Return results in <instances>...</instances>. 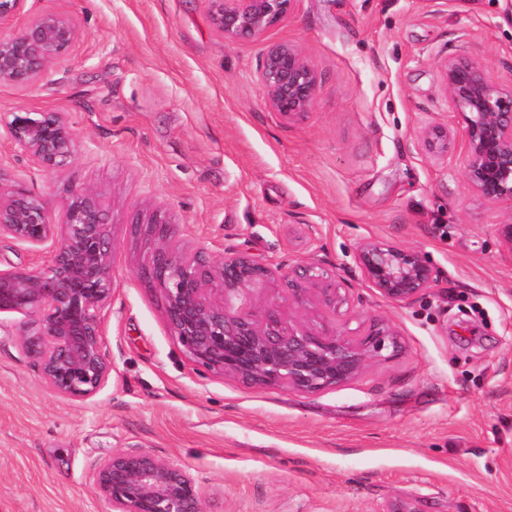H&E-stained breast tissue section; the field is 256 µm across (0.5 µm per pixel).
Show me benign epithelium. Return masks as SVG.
Listing matches in <instances>:
<instances>
[{
	"label": "benign epithelium",
	"instance_id": "obj_1",
	"mask_svg": "<svg viewBox=\"0 0 512 512\" xmlns=\"http://www.w3.org/2000/svg\"><path fill=\"white\" fill-rule=\"evenodd\" d=\"M211 25L229 42L257 38L278 24L297 0H208ZM77 38L74 20L56 13L33 16L22 28L0 35V84L30 86L42 80ZM446 95L462 121L465 176L488 203L512 197V89L493 82L475 61L445 60ZM257 78L268 107L290 120L311 111L319 74L288 43L269 45ZM0 138L24 156L30 172L65 169L77 151L66 112L19 106L0 116ZM53 206L20 180L5 182L0 167V238L46 257L36 268L0 269V314L34 315L19 343L43 385L68 400H87L112 375L106 355L104 310L113 293V242L98 193L82 185ZM172 222L153 212L147 222L142 273L158 285L172 336L199 368L230 374L255 385L282 384L316 392L354 379L371 357L400 351L395 331L380 322L352 326L351 296L316 264L282 273L253 255L226 252L215 265L171 244ZM362 277L381 297L407 305L438 283L425 255L380 240L357 249ZM287 278L288 300L297 308L311 298L347 318L339 330L294 327L277 303L259 311L251 291L277 275ZM89 480L110 512H206L198 480L175 461L144 449L119 450L98 461Z\"/></svg>",
	"mask_w": 512,
	"mask_h": 512
}]
</instances>
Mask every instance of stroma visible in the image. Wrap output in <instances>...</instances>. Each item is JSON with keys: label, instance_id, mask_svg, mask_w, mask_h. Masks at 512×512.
Masks as SVG:
<instances>
[{"label": "stroma", "instance_id": "35a3bbf8", "mask_svg": "<svg viewBox=\"0 0 512 512\" xmlns=\"http://www.w3.org/2000/svg\"><path fill=\"white\" fill-rule=\"evenodd\" d=\"M73 18L77 39L37 85H0V113H68L77 152L32 175L60 205L90 185L110 225L115 291L109 385L86 401L50 392L0 315V512H107L94 464L144 448L192 472L208 512H512V198L469 187L442 63L478 61L512 87V0H297L264 36L225 41L207 0H25ZM318 70L302 118L272 112L257 79L267 45ZM446 131L448 151L424 141ZM168 213L174 242L213 262L229 250L291 268L316 263L349 289L363 326L401 350L316 392L201 373L140 273L135 224ZM381 239L422 251L436 288L399 306L363 279L356 250Z\"/></svg>", "mask_w": 512, "mask_h": 512}]
</instances>
